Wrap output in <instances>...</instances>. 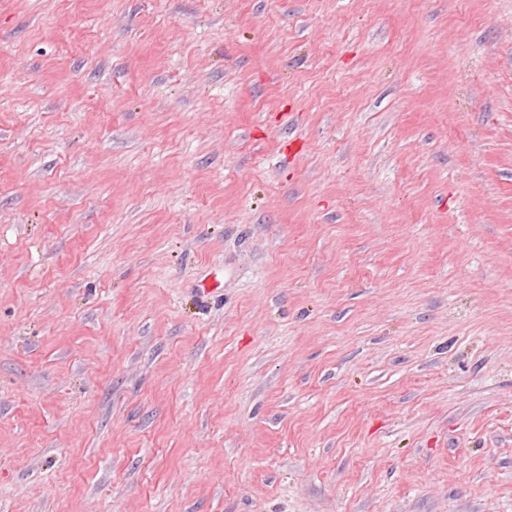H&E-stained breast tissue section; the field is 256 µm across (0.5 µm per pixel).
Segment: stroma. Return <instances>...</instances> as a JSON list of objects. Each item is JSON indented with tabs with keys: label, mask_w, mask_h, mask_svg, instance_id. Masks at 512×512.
Listing matches in <instances>:
<instances>
[{
	"label": "stroma",
	"mask_w": 512,
	"mask_h": 512,
	"mask_svg": "<svg viewBox=\"0 0 512 512\" xmlns=\"http://www.w3.org/2000/svg\"><path fill=\"white\" fill-rule=\"evenodd\" d=\"M0 512H512V0H0Z\"/></svg>",
	"instance_id": "35a3bbf8"
}]
</instances>
